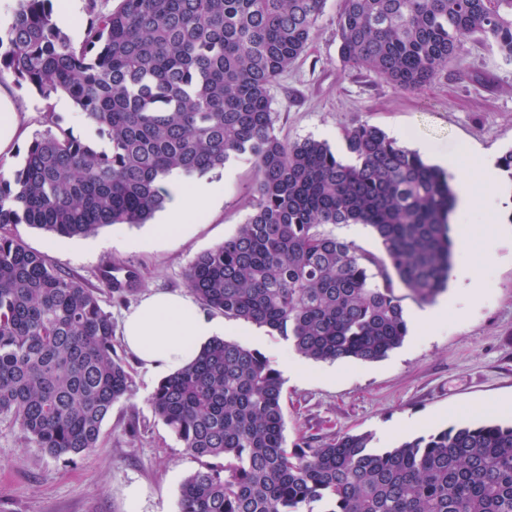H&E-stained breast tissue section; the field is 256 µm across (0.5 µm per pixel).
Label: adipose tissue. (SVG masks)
I'll use <instances>...</instances> for the list:
<instances>
[{
    "label": "adipose tissue",
    "mask_w": 512,
    "mask_h": 512,
    "mask_svg": "<svg viewBox=\"0 0 512 512\" xmlns=\"http://www.w3.org/2000/svg\"><path fill=\"white\" fill-rule=\"evenodd\" d=\"M27 117L28 111L15 98L12 86L0 84L1 155L12 153L23 138ZM435 162L454 178L457 211L500 209L501 204L492 193L499 181L498 166L489 163L466 171L460 167L457 156L445 153L438 154ZM220 194L221 186L217 183L175 185L160 223L153 227L154 237L180 234L199 217L195 201ZM458 251L462 260L452 267L450 279L456 286H468L470 298L478 299L482 287L479 272L494 259V242L489 239L476 248L467 238ZM226 330L224 321L207 314L191 297L178 292H153L145 294L126 312L123 342L143 367L174 372L188 364L204 343L224 335Z\"/></svg>",
    "instance_id": "adipose-tissue-1"
}]
</instances>
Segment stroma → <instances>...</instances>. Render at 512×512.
<instances>
[{"label": "stroma", "instance_id": "obj_1", "mask_svg": "<svg viewBox=\"0 0 512 512\" xmlns=\"http://www.w3.org/2000/svg\"><path fill=\"white\" fill-rule=\"evenodd\" d=\"M341 0H327L306 51L269 90L280 138L342 143V130L368 121L389 136L405 133L406 146L458 155L463 166L499 160L512 149V63L483 39L469 43L432 84L405 92L379 76L344 62L338 52ZM222 194L178 238H154L151 224L113 225L87 237L51 236L16 225L26 246L54 266L98 288L100 305L113 327L140 294L185 290V273L201 253L221 245L254 211L253 171L235 159L206 174ZM463 228L499 231L497 256L484 266L482 301L457 304L429 336H407L385 359L362 363H310L300 379L288 371L296 352L257 327L228 332V339L266 355L282 372L287 443L307 437L323 444L343 433H366L374 448L453 424L498 416L512 403V223L496 225L492 215L461 214ZM135 268L137 291L117 299L103 287L109 266ZM135 386L131 401L116 404L104 421L100 443L88 456L54 458L26 443L12 420L0 417V512H176L181 485L199 462L152 412L148 398L162 371L142 368L123 344ZM138 420L139 431L128 424ZM139 487L138 500L127 490Z\"/></svg>", "mask_w": 512, "mask_h": 512}]
</instances>
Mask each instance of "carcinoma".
<instances>
[{
  "label": "carcinoma",
  "mask_w": 512,
  "mask_h": 512,
  "mask_svg": "<svg viewBox=\"0 0 512 512\" xmlns=\"http://www.w3.org/2000/svg\"><path fill=\"white\" fill-rule=\"evenodd\" d=\"M86 0L81 42L52 0H16L0 35V81L35 91L47 129L0 173V415L56 457L87 456L112 408L134 396L91 288L27 248V224L85 237L147 223L169 182L246 156L255 211L198 255L186 284L201 306L263 327L315 362H376L408 335L403 301L431 303L453 254L447 177L381 128L325 141L275 132L269 89L305 51L327 0ZM342 57L418 92L479 35L512 62V0H342ZM67 95L109 139L99 150L61 126ZM365 224L377 257L323 231ZM111 292L131 293L133 269ZM406 293L400 295L398 290ZM284 379L263 353L214 338L148 402L199 461L178 512H512V419L468 420L383 450L368 434L289 448Z\"/></svg>",
  "instance_id": "cac0c4a2"
}]
</instances>
